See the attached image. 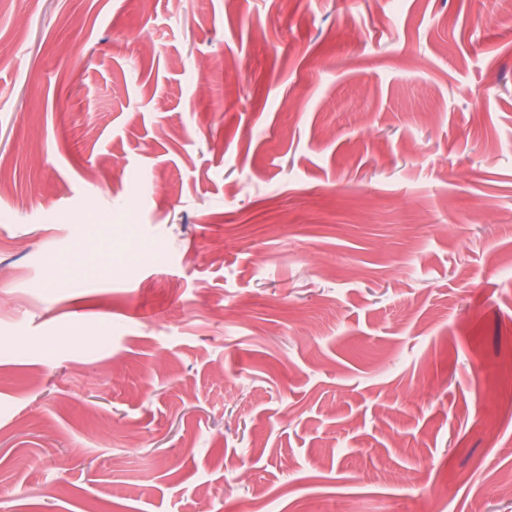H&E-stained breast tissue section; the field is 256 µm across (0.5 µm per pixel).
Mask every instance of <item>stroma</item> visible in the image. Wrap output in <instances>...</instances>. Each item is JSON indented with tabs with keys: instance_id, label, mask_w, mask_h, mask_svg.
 <instances>
[{
	"instance_id": "35a3bbf8",
	"label": "stroma",
	"mask_w": 512,
	"mask_h": 512,
	"mask_svg": "<svg viewBox=\"0 0 512 512\" xmlns=\"http://www.w3.org/2000/svg\"><path fill=\"white\" fill-rule=\"evenodd\" d=\"M507 8L1 6L0 512H512Z\"/></svg>"
}]
</instances>
